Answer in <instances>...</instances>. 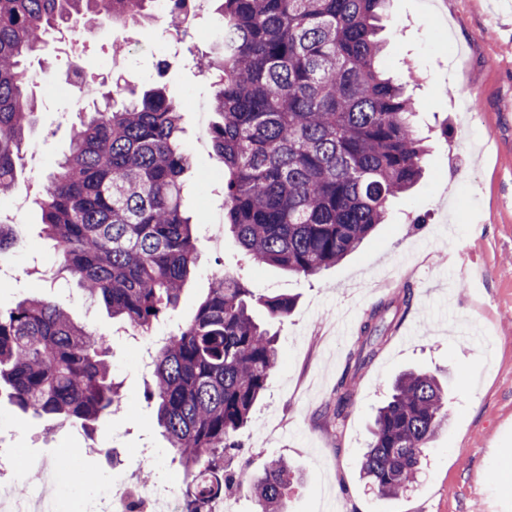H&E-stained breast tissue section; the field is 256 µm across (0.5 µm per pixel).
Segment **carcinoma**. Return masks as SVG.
<instances>
[{
    "instance_id": "1",
    "label": "carcinoma",
    "mask_w": 512,
    "mask_h": 512,
    "mask_svg": "<svg viewBox=\"0 0 512 512\" xmlns=\"http://www.w3.org/2000/svg\"><path fill=\"white\" fill-rule=\"evenodd\" d=\"M154 0H0V194L17 186L34 116L30 59L45 37L100 16L137 21ZM210 139L224 166V225L254 261L312 277L336 264L387 219L393 198L424 174L425 146L406 84L380 68L386 0H218ZM102 103L76 125L69 153L36 205L59 266L112 318L144 335L179 305L198 259L184 210L181 112L160 90ZM295 308L258 296L234 275L214 279L194 318L158 346L146 398L183 467L181 512H206L227 487L224 454L278 365L276 334L257 319ZM374 309L349 360L363 366L383 342ZM107 337L62 307L25 297L0 311V385L25 412L89 431L121 401ZM352 397L336 389L334 416ZM433 374H400L377 410L360 473L381 496L416 478L447 419ZM295 471L270 461L249 480L256 512H286Z\"/></svg>"
}]
</instances>
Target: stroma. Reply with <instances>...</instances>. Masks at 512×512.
Returning <instances> with one entry per match:
<instances>
[{
    "mask_svg": "<svg viewBox=\"0 0 512 512\" xmlns=\"http://www.w3.org/2000/svg\"><path fill=\"white\" fill-rule=\"evenodd\" d=\"M386 14L381 65L410 83L415 123L428 139L426 172L392 201L385 224L308 279L250 261L232 234L219 253L204 240L206 225L224 211V168L210 141L198 136L199 124L217 120L214 78L193 62L194 49L210 41L212 0H202L188 21L190 38L163 24L104 21L78 30L68 48L49 40L31 62L41 73L29 88L37 102L27 132L32 148L17 166L19 193L0 198L2 216L24 205L22 243L0 256L12 271L9 285H0L1 311L40 296L99 334L117 327L104 305L84 301L74 280L52 287L36 272L57 257L34 198L67 153L77 106L91 103L95 87L162 88L182 112V143L193 159L184 206L197 225L198 263L177 309L160 317L151 335L192 319L220 270L256 294L298 298L294 313L273 324L280 364L229 461L238 512H255L247 478L276 458L302 475L288 493V512H512V466L502 456L512 449V0H389ZM76 68L87 91L65 83ZM406 290L410 308L384 313L385 342L353 376L354 397L334 419L336 384L361 324L372 307ZM110 364L123 400L91 436L49 428L1 389L0 441L21 460L52 461L67 452L85 475L123 480L148 472L153 484L182 486V467L145 398L150 379L128 338L113 342ZM406 369L447 384L448 423L426 449L413 485L381 497L362 479L360 460L377 407ZM272 420L286 421V429L270 432Z\"/></svg>",
    "mask_w": 512,
    "mask_h": 512,
    "instance_id": "obj_1",
    "label": "stroma"
}]
</instances>
